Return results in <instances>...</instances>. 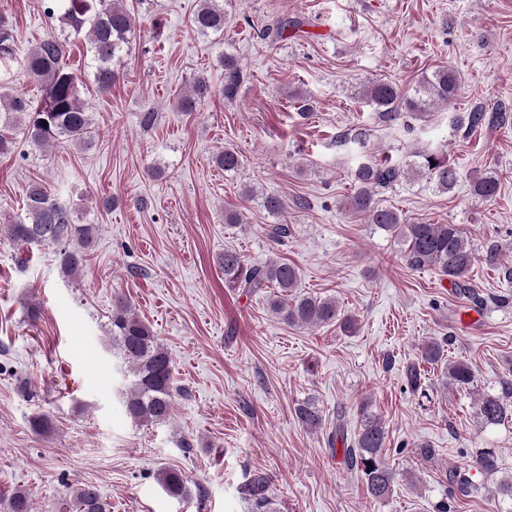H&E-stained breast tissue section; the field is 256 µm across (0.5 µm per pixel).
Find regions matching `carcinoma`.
<instances>
[{"instance_id":"carcinoma-1","label":"carcinoma","mask_w":512,"mask_h":512,"mask_svg":"<svg viewBox=\"0 0 512 512\" xmlns=\"http://www.w3.org/2000/svg\"><path fill=\"white\" fill-rule=\"evenodd\" d=\"M42 4L44 16L50 23L58 24L59 30L52 31L21 59L18 58L13 23L9 15L0 12V154L13 152L12 131L15 129L22 130L25 141L39 151L66 145L91 148L95 127L81 95L85 83L82 75L74 72L66 62L70 38L84 35L89 46L92 84L104 93L116 81L114 63L130 50L137 28L136 13L125 0H42ZM224 20L223 0H200L192 25L203 36L222 34ZM17 63L42 88L36 104L7 90V75ZM220 65L224 71L221 93L224 100L232 102L246 79V72L240 59L231 53L221 54ZM458 89L456 72L442 67L423 77L409 94L389 82L374 81L367 86L363 97L383 118L394 120L404 112H428L432 107L446 104ZM209 92L208 82L198 77L190 89L178 97L177 108L182 112H193ZM510 124L512 111L502 105L492 108L476 105L468 112L456 113L452 119L453 127L465 134L483 128H505ZM214 161L226 173H235L241 166L239 155L232 148L216 154ZM419 178L441 193L451 192L458 182L457 171L444 153H420L417 160L402 168L368 161L360 164L352 174L355 191L347 206L364 215L367 223L400 241L405 246L404 258L409 266L434 270L447 278L458 294L481 308L485 300L468 279L475 261H481L500 279L512 284V260L504 254L499 242L488 241L478 256L461 225L407 224L397 211L376 202L379 191ZM498 188V178L493 172L472 182V194L481 200L494 198ZM242 195L247 201L259 202L272 214L285 209L284 201L273 193L259 194L246 188ZM3 232L21 253L34 245L55 247L62 272L74 279L86 265L88 249L94 242L98 225L78 223V215L70 200L49 193L43 184L35 181L27 189L23 214L8 220L3 225ZM217 264L224 270V284L230 288L248 294L274 290L269 301L270 310L288 325L315 327L335 322L345 333L355 328L354 319L341 312L336 300L294 294L298 270L283 259L249 265L239 252L226 249L218 256ZM111 325L112 344L118 347L131 372L123 396L125 412L138 423H168L173 416L176 392L169 352L121 294L112 298ZM449 342L447 337L425 343L421 349V362L443 365L444 383L466 387L473 382L472 369L463 361L445 358V346ZM474 408L485 426L499 425L512 418V368L501 380V392L483 394L475 401ZM359 415V429L351 441L347 440L344 416L340 413L336 416V437L343 444V461L348 470L360 476L371 499L385 500L391 495L395 479L383 458L387 433L381 420L369 410L368 402L361 403ZM295 416L307 429L322 425V411L313 401L298 404ZM497 466L495 449L479 448L470 454L465 468L448 470V501L441 512H455L458 497L477 488L474 474H492ZM156 479L170 497L185 499L190 496L181 471L161 468ZM243 493L255 508H263L270 493L269 478L262 474L253 476L244 485ZM72 498L76 512H110V505L92 485L74 489Z\"/></svg>"}]
</instances>
